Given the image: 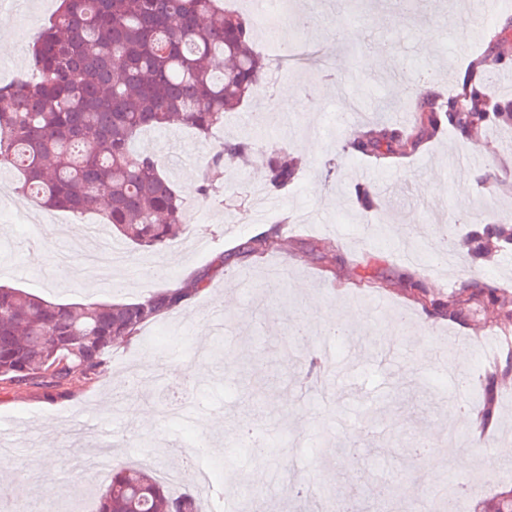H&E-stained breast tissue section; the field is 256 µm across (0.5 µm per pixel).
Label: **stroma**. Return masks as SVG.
Listing matches in <instances>:
<instances>
[{
    "label": "stroma",
    "mask_w": 512,
    "mask_h": 512,
    "mask_svg": "<svg viewBox=\"0 0 512 512\" xmlns=\"http://www.w3.org/2000/svg\"><path fill=\"white\" fill-rule=\"evenodd\" d=\"M0 0V85L27 75L28 49L56 9L57 0H21L11 10ZM470 0H293L289 19L312 15L299 42L319 64L287 68L267 58L269 95L228 114L224 127L204 137L174 125L144 132L137 150L166 161V173L184 201H202L196 223L157 253L132 243L111 275L75 274L67 282L50 269L100 213L49 212L18 194L11 175L0 178V285L57 303L134 301L205 276L206 289L159 323L145 327L144 341L121 342L108 372L94 382L75 376L50 390L18 388L0 381V427L16 430L25 455L9 458L0 483L10 494L0 512H39L42 496L54 492L60 505L91 512L110 474L90 478L59 466L77 430L112 440L113 463L142 462L175 471L177 449L209 444L214 489L237 485V512L259 506L296 512L289 491L294 474L317 480L318 498L345 501L363 490L380 492L374 512H404L436 486L454 485L459 512L512 487V376L499 382L496 413L488 433L469 447L445 448L448 425L467 429L460 406H477L488 365L481 344L491 332L512 333L498 306L485 305L451 319L422 309L412 298L422 286L435 298L449 289L421 265L401 262L391 246L412 240L410 230L433 226L435 214L455 223L458 237L469 227L463 216L485 221L512 218V124L501 122L471 137L444 126L413 153L384 158L344 151L349 139L393 128L414 132V99L444 95L480 58L493 54L492 32L512 23V9L483 20L476 50L456 55L467 29ZM410 59L399 92L386 77L400 58ZM293 97H283L285 86ZM259 132L255 154L235 167L220 196L200 200L187 191L219 140ZM480 145L482 165L458 168L467 142ZM300 160L293 183L276 191L266 184L264 160L272 148ZM469 195L455 194L458 180ZM372 182L379 195L372 210L356 202L355 189ZM282 228L279 249L226 262V254L258 225ZM379 237L365 241L370 225ZM512 251L491 253L467 265L461 285L495 288L512 304ZM411 313L397 342L389 324L398 309ZM310 353L330 346L339 368L328 402L305 388L299 362L283 351L294 327L308 316ZM347 325V340L332 341L325 326ZM434 336H462L464 352L448 362L470 386L456 394L443 371L430 368ZM163 364L155 378L154 364ZM184 385L199 410L175 418L162 408L170 386ZM470 465L458 470L456 459Z\"/></svg>",
    "instance_id": "1"
}]
</instances>
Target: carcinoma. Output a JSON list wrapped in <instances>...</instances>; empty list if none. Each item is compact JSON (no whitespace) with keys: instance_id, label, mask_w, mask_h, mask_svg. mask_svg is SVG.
<instances>
[{"instance_id":"cac0c4a2","label":"carcinoma","mask_w":512,"mask_h":512,"mask_svg":"<svg viewBox=\"0 0 512 512\" xmlns=\"http://www.w3.org/2000/svg\"><path fill=\"white\" fill-rule=\"evenodd\" d=\"M256 21L221 0H60L55 15L34 38L33 76L0 86V169L17 172L19 191L51 210L102 211L105 223L126 240L160 250L184 229V202L160 158L135 152L141 131L171 124L203 135L224 125L265 81L264 57L251 45ZM506 62L481 59L457 95L426 97L415 105L416 123L433 136L448 122L468 136L500 120L512 121V102L491 103L479 72ZM420 139L396 131L382 138L357 136L347 147L380 157L417 149ZM253 140L226 139L201 174V194L221 188L223 170L252 154ZM300 165L285 153L267 159L269 184L288 186ZM512 245V220L481 224L463 242L465 256L483 258L490 242ZM280 246L269 235L241 244L243 253ZM206 288H163L134 302L60 304L20 288L0 285V380L17 387L57 389L81 374L98 379L118 341L142 329ZM495 303L491 289L461 288L430 302L452 318L472 301ZM498 374L485 376L481 423L492 420ZM96 512H205L200 498L172 495L143 468L119 466ZM485 512H512V488L496 494Z\"/></svg>"}]
</instances>
